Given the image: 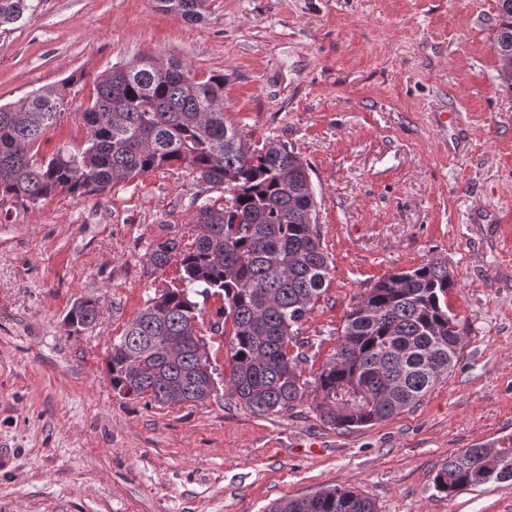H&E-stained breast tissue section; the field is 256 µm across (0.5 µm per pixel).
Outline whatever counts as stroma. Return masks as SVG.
<instances>
[{
    "label": "stroma",
    "mask_w": 512,
    "mask_h": 512,
    "mask_svg": "<svg viewBox=\"0 0 512 512\" xmlns=\"http://www.w3.org/2000/svg\"><path fill=\"white\" fill-rule=\"evenodd\" d=\"M496 0H209L189 24L154 0H41L0 27V105L78 77L39 147L79 146L96 77L146 55L224 77V114L311 168L328 292L305 318L304 375L336 349L351 307L382 277L430 260L455 281L460 357L419 406L350 431L318 393L258 416L228 389L158 406L113 390L106 356L180 272L153 244L195 235L181 165L104 197L0 199V512H265L348 485L378 512H512V488L452 496L448 456L512 435V90L500 84ZM92 327L69 333L81 299ZM102 306L97 299H83L76 302L67 315V325L78 331L101 314ZM96 322V321H95ZM95 322L87 325L91 327Z\"/></svg>",
    "instance_id": "1"
}]
</instances>
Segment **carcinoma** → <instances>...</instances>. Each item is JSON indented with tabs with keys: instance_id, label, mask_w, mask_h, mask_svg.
<instances>
[{
	"instance_id": "carcinoma-1",
	"label": "carcinoma",
	"mask_w": 512,
	"mask_h": 512,
	"mask_svg": "<svg viewBox=\"0 0 512 512\" xmlns=\"http://www.w3.org/2000/svg\"><path fill=\"white\" fill-rule=\"evenodd\" d=\"M35 0H0V25L36 9ZM208 0H156L187 23L205 18ZM498 57L512 56V0H497ZM75 84L38 89L0 105V196L36 204L58 193L103 196L117 184L174 162L212 187L224 201H199L198 233L189 243L168 238L153 246L156 269L176 265L182 287L150 300L107 356L112 388L128 399L170 406L206 400L216 367L198 353L202 309L190 294L224 297L209 331L231 325L224 379L230 394L255 415L291 409L314 389L326 397L358 380L368 396L345 409L317 405L323 422L351 430L390 420L419 405L460 357L459 322L448 309L454 281L448 264L432 260L387 275L366 289L346 316L336 352L312 376L299 371L301 322L329 290L332 262L318 231V201L307 162L285 144L252 143L224 120V75L199 80L174 59L153 56L115 68L94 81L80 112L82 145L37 158L39 142L67 110ZM97 299L76 302L67 325L78 331L101 314ZM166 336L183 338L169 358ZM182 388L173 401L170 391ZM488 483L512 487V436L490 448L476 444L448 457L434 488L451 496ZM269 512H378L358 490L334 486L283 499Z\"/></svg>"
}]
</instances>
